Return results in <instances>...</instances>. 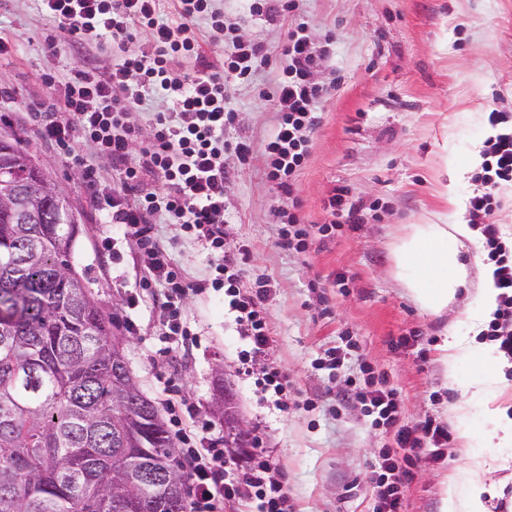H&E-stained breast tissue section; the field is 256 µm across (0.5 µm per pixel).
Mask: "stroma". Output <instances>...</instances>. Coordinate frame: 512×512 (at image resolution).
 Wrapping results in <instances>:
<instances>
[{
	"mask_svg": "<svg viewBox=\"0 0 512 512\" xmlns=\"http://www.w3.org/2000/svg\"><path fill=\"white\" fill-rule=\"evenodd\" d=\"M226 16L238 18V36L263 40L280 55L287 23L251 18L244 0H220ZM305 21L313 38L332 33L335 43L319 80L336 86L319 107L309 156L294 181L306 223L330 222V197L348 191L347 204L362 221L337 225L332 237L306 252L281 249L273 209L278 189L259 167L236 171L224 197V245H246L245 279L274 285L266 320L275 339L271 362L287 372L297 402L280 412L241 372L247 344L221 293L190 298L184 315L197 343L176 363L182 397L197 403L216 436L224 416L215 403L230 392L235 410L261 438L295 499L298 512H372L369 477L381 449L394 445L392 433L372 427L360 406L335 412L342 375L315 368L325 350L354 340L345 373L360 364L383 373L401 394V420L412 426L432 417L447 423L453 452L422 462L405 491L404 512H441L449 476L475 457L488 460L493 494L488 512L512 496V465L501 468L512 450L465 442L494 429L484 401L471 384L484 372L490 345L470 328L475 297L488 285V267L477 231L449 239L466 270L455 300L438 314L423 311L397 275L394 247L413 224L467 223V200L476 191L472 175L493 130L492 110L512 113V0H305ZM57 22L39 0H0V38L10 46L0 55V113L11 124L0 132L21 138L33 160L62 195L79 224L74 253L77 270L100 301L105 315L133 291L141 262L125 241L114 265L101 254L102 223L93 191L67 154L36 135L40 112L52 91L46 78L83 63L85 55L60 41ZM58 40L48 49L49 40ZM278 70L265 69L256 83L234 79L226 93L237 112L229 134L262 145L275 126L274 103L260 87H273ZM161 240L188 279L208 276L209 255L196 237L177 224L157 227ZM136 332L113 327L123 337L126 358L144 394L163 405L166 395L156 363L170 342L161 336L156 312L143 303L132 312ZM467 339L472 353L447 376L440 361L446 338Z\"/></svg>",
	"mask_w": 512,
	"mask_h": 512,
	"instance_id": "35a3bbf8",
	"label": "stroma"
}]
</instances>
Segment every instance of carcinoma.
I'll list each match as a JSON object with an SVG mask.
<instances>
[{"instance_id": "carcinoma-1", "label": "carcinoma", "mask_w": 512, "mask_h": 512, "mask_svg": "<svg viewBox=\"0 0 512 512\" xmlns=\"http://www.w3.org/2000/svg\"><path fill=\"white\" fill-rule=\"evenodd\" d=\"M37 176L0 134V205ZM0 209V512H187L185 465L75 268L78 224Z\"/></svg>"}]
</instances>
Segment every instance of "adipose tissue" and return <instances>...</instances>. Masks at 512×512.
Returning a JSON list of instances; mask_svg holds the SVG:
<instances>
[{
  "mask_svg": "<svg viewBox=\"0 0 512 512\" xmlns=\"http://www.w3.org/2000/svg\"><path fill=\"white\" fill-rule=\"evenodd\" d=\"M462 225L415 224L396 247L401 277L413 300L425 311L438 313L451 303L463 283L465 270L448 248L452 233ZM486 468L473 460L470 467L450 477L443 512H486L483 496Z\"/></svg>",
  "mask_w": 512,
  "mask_h": 512,
  "instance_id": "adipose-tissue-1",
  "label": "adipose tissue"
}]
</instances>
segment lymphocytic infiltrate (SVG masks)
<instances>
[{
  "label": "lymphocytic infiltrate",
  "instance_id": "lymphocytic-infiltrate-1",
  "mask_svg": "<svg viewBox=\"0 0 512 512\" xmlns=\"http://www.w3.org/2000/svg\"><path fill=\"white\" fill-rule=\"evenodd\" d=\"M44 10L59 23L70 44L88 52L106 53L108 75L84 63L72 67L54 83L59 94L57 110L39 129L40 138L76 155L80 143L94 144L118 173L112 188L102 190L95 204L105 227L101 248L111 252L114 236L147 257L138 292L127 296L128 308H136L151 285L163 288L157 318L168 340L187 336L183 310L187 299L204 287L223 291L236 314L240 334L248 348L244 359L255 363L268 355L273 340L266 323L270 281L247 286L242 282L248 249L224 248V185L233 177L225 164L233 158L238 167L260 164L266 181L289 199L278 205L276 215L283 229L279 244L287 250L307 251L313 234L327 235L329 225L310 232L292 199L297 173L304 166L310 135L320 122L318 108L329 87L315 80L326 66L333 38H312L301 22L303 0H248L250 16L268 21L296 18L287 32L282 54L286 64L272 97L279 113L277 125L261 147L248 140H230L224 131L233 125L236 112L224 96V83L233 77L248 81L270 66V51L263 41L240 42L233 33L236 19L215 9L213 0H172L174 20L163 19L161 0H40ZM209 18L208 39H201L200 18ZM149 30L147 51L131 54L125 49L139 30ZM224 45L222 57L211 59L202 43ZM194 59L191 71L174 69L181 56ZM153 95L171 103L168 111L153 113L150 134L141 137L132 120L134 112ZM494 133L481 152L473 175L480 190L468 201L469 222L477 228L486 264L492 265L497 307L484 337L499 353L512 360V240L505 238L493 216L500 205L502 187L512 184V116L489 114ZM236 166V167H237ZM182 225L204 241L209 254L208 283L183 277L169 247L155 234L158 221ZM344 388L353 394L374 427L394 431L403 458L383 453L370 477L373 512H402L404 488L424 458L441 459L452 434L447 423L426 418L407 427L400 423L399 396L395 390L374 388L372 379L346 377ZM185 416H172L175 436L191 459L188 512H224V504L237 500L255 512H297L285 482L275 476L266 457L246 468L232 469L224 449L211 438L210 424L195 405Z\"/></svg>",
  "mask_w": 512,
  "mask_h": 512
}]
</instances>
